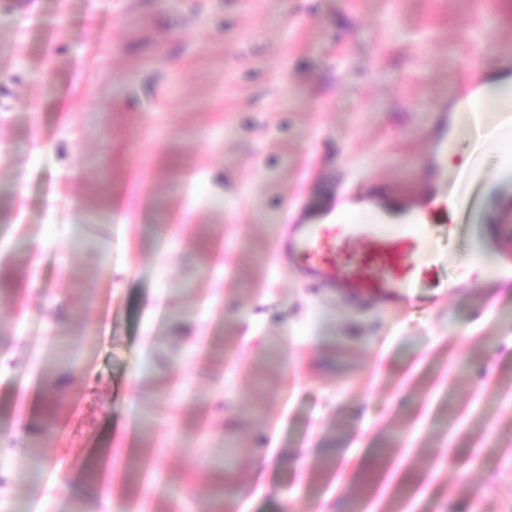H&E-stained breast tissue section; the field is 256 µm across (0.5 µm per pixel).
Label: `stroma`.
Returning a JSON list of instances; mask_svg holds the SVG:
<instances>
[{
	"label": "stroma",
	"instance_id": "1",
	"mask_svg": "<svg viewBox=\"0 0 512 512\" xmlns=\"http://www.w3.org/2000/svg\"><path fill=\"white\" fill-rule=\"evenodd\" d=\"M475 50L512 60V0L0 5V512H345L364 447L419 512H512V297L462 216L395 311L277 254L419 183Z\"/></svg>",
	"mask_w": 512,
	"mask_h": 512
}]
</instances>
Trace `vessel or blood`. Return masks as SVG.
I'll use <instances>...</instances> for the list:
<instances>
[{
	"label": "vessel or blood",
	"mask_w": 512,
	"mask_h": 512,
	"mask_svg": "<svg viewBox=\"0 0 512 512\" xmlns=\"http://www.w3.org/2000/svg\"><path fill=\"white\" fill-rule=\"evenodd\" d=\"M492 121L489 112L437 113L426 176L412 192L374 183L351 188L342 195V210L285 225L281 253L310 287L362 304L399 307L444 261L429 237L432 223L452 212L468 214L485 178L478 157L467 172L449 169L448 147L466 139L472 126ZM503 236L497 224L486 225L477 236L474 259L485 276L512 262V253L501 247Z\"/></svg>",
	"instance_id": "1"
}]
</instances>
